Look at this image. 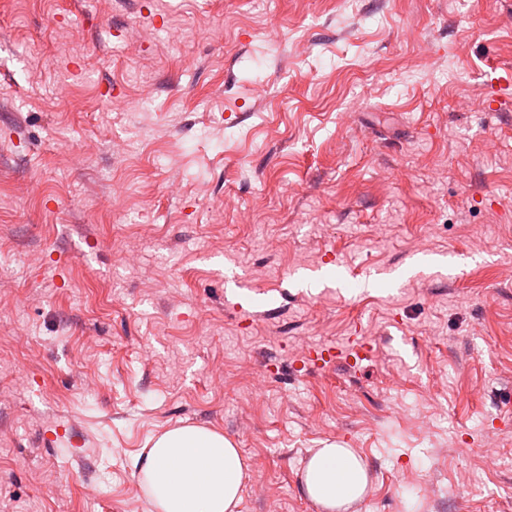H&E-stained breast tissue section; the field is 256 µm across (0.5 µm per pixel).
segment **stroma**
Segmentation results:
<instances>
[{"label":"stroma","mask_w":512,"mask_h":512,"mask_svg":"<svg viewBox=\"0 0 512 512\" xmlns=\"http://www.w3.org/2000/svg\"><path fill=\"white\" fill-rule=\"evenodd\" d=\"M509 65L512 0H0V512H152L185 424L240 512L325 441L351 512H512ZM310 361L317 367H332L341 365L344 368L356 366L359 362L368 359L372 353L369 344L356 343L347 348L325 347L309 352ZM135 467L160 512H237L251 469L249 459L224 434L198 425L154 437Z\"/></svg>","instance_id":"35a3bbf8"}]
</instances>
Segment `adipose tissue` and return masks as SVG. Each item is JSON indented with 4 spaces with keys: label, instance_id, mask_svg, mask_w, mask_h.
Listing matches in <instances>:
<instances>
[{
    "label": "adipose tissue",
    "instance_id": "obj_1",
    "mask_svg": "<svg viewBox=\"0 0 512 512\" xmlns=\"http://www.w3.org/2000/svg\"><path fill=\"white\" fill-rule=\"evenodd\" d=\"M249 459L222 433L198 425L154 437L136 466L156 512H238ZM302 489L319 512H342L362 500L365 462L352 449L328 443L302 469Z\"/></svg>",
    "mask_w": 512,
    "mask_h": 512
}]
</instances>
